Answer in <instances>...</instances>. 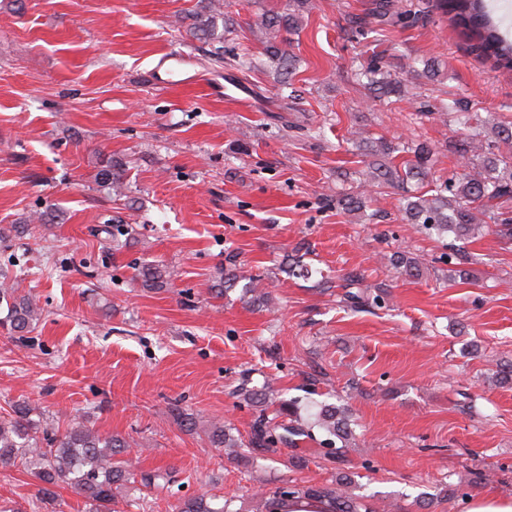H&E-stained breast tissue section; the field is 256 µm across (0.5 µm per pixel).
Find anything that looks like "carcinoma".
I'll use <instances>...</instances> for the list:
<instances>
[{"mask_svg": "<svg viewBox=\"0 0 512 512\" xmlns=\"http://www.w3.org/2000/svg\"><path fill=\"white\" fill-rule=\"evenodd\" d=\"M486 0H436L435 6L445 15H452L464 30L476 40L482 54L503 68H512V42L499 32L485 5ZM391 15L396 21L410 14L390 0H382L373 17ZM190 31L204 41L221 42L224 32L231 29L230 19L224 15L223 0H199L191 14ZM299 14L292 11L263 12L256 16L254 25L269 35L266 52L276 63L283 78L295 71L296 55L291 42L281 32L299 29ZM364 86L377 98L402 97V81L392 72L391 65L378 58L362 69ZM441 114H453L469 133L453 147L463 171L452 174L435 189L420 193L405 207L407 221L428 230L439 238L453 237V241L473 242L494 232L512 238V151H494V144H512V125H488L482 116L471 113L460 100L441 107ZM374 156L369 163L367 185L381 188L385 185L404 184L426 174L432 162V149L425 144L395 146L383 138L374 139ZM412 158L396 162L399 154ZM95 181L108 195L121 197L126 185L122 164L110 157H99ZM365 193L336 197V205L354 213L364 206ZM172 271L163 264H145L135 275L141 286L161 289L168 284ZM246 281V292L253 301L263 303L268 293L260 288V279L251 275L235 274L230 281ZM353 275L344 278V293L340 302L350 309H360L378 300L366 289L355 287ZM6 305V314L0 317V327L7 334L29 333L35 329L42 309L29 294H22L9 277L0 273V306ZM255 444L271 450L277 443L298 447L311 440L324 449L341 455L337 442L349 436L348 418L344 411L323 404L305 416L297 399L279 402L272 416L260 417L253 428ZM211 442L237 452L239 444L230 435V428L221 420L210 424ZM131 445L119 435L102 436L82 426L63 432L33 419V408L18 400L10 405V412L0 415V468L27 465L30 474L39 481V492L44 499L56 497V489L69 488L82 496L90 506L89 512H114V490L135 483L131 460L127 459ZM295 496L325 498L335 506L334 512H362L363 504L352 497L347 482L340 478L332 486L313 487L294 484L271 494L258 496L253 512H272L275 504ZM233 500L215 503V498L201 494L185 499L175 506V512H235Z\"/></svg>", "mask_w": 512, "mask_h": 512, "instance_id": "cac0c4a2", "label": "carcinoma"}]
</instances>
